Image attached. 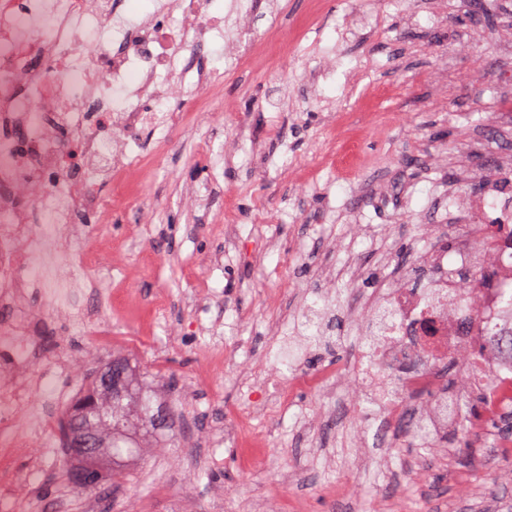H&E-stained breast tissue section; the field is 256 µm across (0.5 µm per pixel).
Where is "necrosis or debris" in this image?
<instances>
[{
	"mask_svg": "<svg viewBox=\"0 0 512 512\" xmlns=\"http://www.w3.org/2000/svg\"><path fill=\"white\" fill-rule=\"evenodd\" d=\"M211 0H159L148 18L129 22L121 0H0V112L16 117L25 144L0 135V339L27 352L34 334L31 312L18 303L34 286L42 306L71 311L79 300L72 278L60 271L57 244L84 216L107 215L99 185L123 192L125 207L138 210L126 193L147 161L131 150V135L145 121L160 127L167 116L146 117L144 103L170 105L186 88L184 122L213 108L220 77L185 67L209 41L226 35L232 57L246 63L260 56L266 39L241 22L246 0L219 16ZM84 30L110 32L87 49ZM38 223H31L30 212ZM454 220L467 226L470 241L448 256L434 250L427 261L438 273L422 289L380 283L362 296L368 314L387 311L378 340L364 350L356 379L361 399L396 422L407 400L436 395V403L414 416L413 432L426 438L455 424L457 415L441 393L446 364L486 391L490 411L512 406V357L489 341L512 334V180L491 178L487 197L455 206ZM481 269L486 281L467 288L466 272ZM0 385V444L21 433L52 426L50 409L22 414L23 374Z\"/></svg>",
	"mask_w": 512,
	"mask_h": 512,
	"instance_id": "obj_1",
	"label": "necrosis or debris"
}]
</instances>
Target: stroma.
Here are the masks:
<instances>
[{
  "mask_svg": "<svg viewBox=\"0 0 512 512\" xmlns=\"http://www.w3.org/2000/svg\"><path fill=\"white\" fill-rule=\"evenodd\" d=\"M249 27L277 20L298 55L275 51L228 70L223 42L197 65L224 73L223 118L138 131L139 150L170 142L136 191L144 211L113 207L63 253L94 282L82 322L51 314L24 366L31 404L56 419L82 374L115 355L158 383L179 420L166 447L120 464L117 484L83 491L64 476L54 431L0 447V484L17 481L11 512H512V409L477 432L453 426L421 441L409 422L387 431L376 411L299 382L288 407L256 415L250 387L269 373L282 337L304 342L305 373L355 376L362 338L351 301L377 282L423 287L429 247L455 252L466 235L448 207L482 196L471 176L497 140H512V0H251ZM395 88L367 103L365 84ZM341 111L360 131L366 166L320 165ZM496 139H488L487 131ZM312 170L304 182V170ZM208 181L205 203L190 195ZM232 204V221L220 220ZM94 267H85V253ZM167 297L154 311V292ZM322 304L325 339L298 327ZM107 328L114 342L99 344ZM66 349L68 366L57 362ZM287 482H280V473Z\"/></svg>",
  "mask_w": 512,
  "mask_h": 512,
  "instance_id": "obj_1",
  "label": "stroma"
}]
</instances>
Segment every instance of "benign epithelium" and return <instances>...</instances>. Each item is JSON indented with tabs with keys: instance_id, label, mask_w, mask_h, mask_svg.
<instances>
[{
	"instance_id": "obj_1",
	"label": "benign epithelium",
	"mask_w": 512,
	"mask_h": 512,
	"mask_svg": "<svg viewBox=\"0 0 512 512\" xmlns=\"http://www.w3.org/2000/svg\"><path fill=\"white\" fill-rule=\"evenodd\" d=\"M132 382L125 362L114 359L103 365L93 386L85 390L71 405L64 421L68 448L66 479L75 489L98 485L112 467V448L98 429L103 411L112 398L131 393Z\"/></svg>"
}]
</instances>
